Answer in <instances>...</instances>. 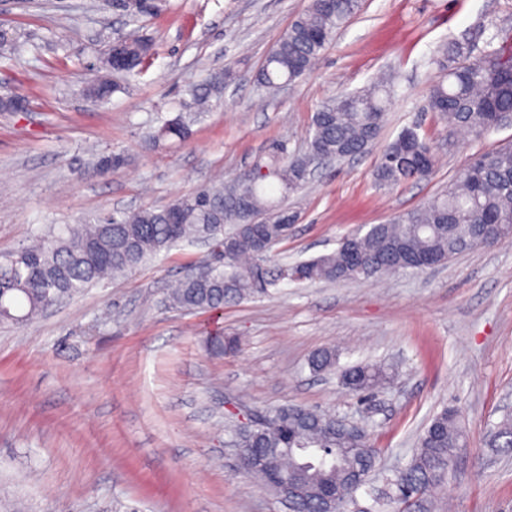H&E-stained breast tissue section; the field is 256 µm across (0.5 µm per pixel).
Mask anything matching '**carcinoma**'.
Masks as SVG:
<instances>
[{
	"label": "carcinoma",
	"mask_w": 512,
	"mask_h": 512,
	"mask_svg": "<svg viewBox=\"0 0 512 512\" xmlns=\"http://www.w3.org/2000/svg\"><path fill=\"white\" fill-rule=\"evenodd\" d=\"M362 0H310L277 39L258 73L266 88L292 84L305 76ZM472 37L464 33L436 58L439 78L430 90V111L474 137L512 123V46L486 42L474 61ZM151 49L130 47L120 71L132 73ZM107 71L84 88L97 101L116 91ZM231 72L222 70L190 87L186 109L201 110L220 95ZM390 103V84L380 80L344 94L319 109L303 154L273 157L266 173L217 182L163 208L113 212L85 224H66L39 236L37 243L0 254V324L22 327L48 307L82 293L91 285L131 273L163 250L185 241L213 243L229 250L222 263L180 279L170 289V306L218 311L230 301L266 295L288 280L296 283L370 279L448 263L454 256L486 245L491 238L512 240V147L484 151L448 189L385 224L345 238L333 252L279 265L271 247L288 237L293 217L279 207L300 189L319 160L354 158L377 140ZM184 113L163 121L153 143L188 137ZM434 167L430 144L414 129L403 130L379 157L375 179L382 186L426 178ZM389 379L377 364L353 365L342 374L345 387L368 398ZM266 429H233L234 445L244 449L247 465L270 449H280L274 478L296 476L287 499L289 512H348L356 492L377 470L380 449L369 430L303 406L265 411ZM464 442L458 411L444 408L420 435L411 459L387 479L389 489L373 496L362 512H413L423 498L448 479L454 452ZM490 445L512 454V418L492 432Z\"/></svg>",
	"instance_id": "1"
}]
</instances>
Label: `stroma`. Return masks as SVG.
<instances>
[{
  "instance_id": "stroma-1",
  "label": "stroma",
  "mask_w": 512,
  "mask_h": 512,
  "mask_svg": "<svg viewBox=\"0 0 512 512\" xmlns=\"http://www.w3.org/2000/svg\"><path fill=\"white\" fill-rule=\"evenodd\" d=\"M309 3L151 0L138 13L114 0H0V29L24 45L0 57V96L26 100L0 112V253L50 226L161 208L214 176L296 153L322 105L384 77L393 85L377 142L321 164L284 199L296 220L273 247L281 261L333 252L435 197L476 154L512 143V125L476 139L427 109L438 50L465 32L480 49L494 35L512 42V0H364L311 72L261 88L270 49ZM133 38L153 43L146 66L120 78L110 102L87 97L101 49ZM221 68L235 78L190 136L151 144L188 86ZM407 128L433 147L431 175L377 186L383 147ZM109 154L122 164L97 174ZM211 260L183 242L26 327L0 326V512H288L241 469L226 433L237 414L284 405L367 425L383 450L376 486L405 464L431 418L455 407L466 444L431 512H512V454L488 445L512 411V242L423 271L283 282L219 311L168 307V286ZM215 336L239 338L240 351L214 353ZM324 350L335 367L313 371ZM357 363L391 373L368 402L341 381Z\"/></svg>"
}]
</instances>
